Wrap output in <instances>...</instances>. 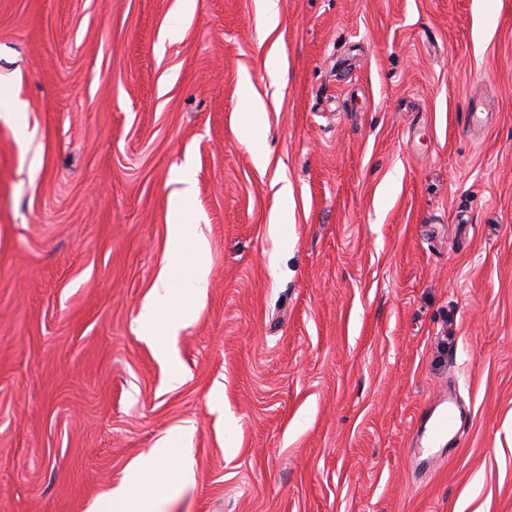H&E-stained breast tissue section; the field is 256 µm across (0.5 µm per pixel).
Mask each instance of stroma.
<instances>
[{
	"label": "stroma",
	"mask_w": 512,
	"mask_h": 512,
	"mask_svg": "<svg viewBox=\"0 0 512 512\" xmlns=\"http://www.w3.org/2000/svg\"><path fill=\"white\" fill-rule=\"evenodd\" d=\"M179 8L0 0L36 131L0 122V512H88L186 426L162 512H512V0H279L272 37L196 0L172 40ZM188 157L209 287L172 387L134 320ZM450 390L469 424L418 471Z\"/></svg>",
	"instance_id": "obj_1"
}]
</instances>
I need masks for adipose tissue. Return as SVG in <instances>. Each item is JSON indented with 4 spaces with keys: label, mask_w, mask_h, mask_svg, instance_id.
<instances>
[{
    "label": "adipose tissue",
    "mask_w": 512,
    "mask_h": 512,
    "mask_svg": "<svg viewBox=\"0 0 512 512\" xmlns=\"http://www.w3.org/2000/svg\"><path fill=\"white\" fill-rule=\"evenodd\" d=\"M178 180L181 188L168 201L172 220L167 230L173 247L136 319L140 339L170 365L169 383L174 387L183 382L184 375L174 366L172 341L193 321L208 288V244L190 205L194 183L191 163L182 164ZM176 453V446L165 441L135 462L131 483L120 484L108 494L112 512H160L172 487L192 478L187 464L174 463Z\"/></svg>",
    "instance_id": "adipose-tissue-1"
}]
</instances>
